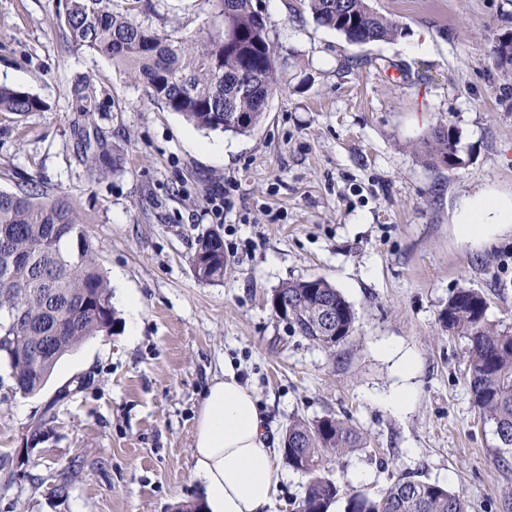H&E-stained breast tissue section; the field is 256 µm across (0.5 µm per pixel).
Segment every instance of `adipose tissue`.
Masks as SVG:
<instances>
[{"label":"adipose tissue","mask_w":512,"mask_h":512,"mask_svg":"<svg viewBox=\"0 0 512 512\" xmlns=\"http://www.w3.org/2000/svg\"><path fill=\"white\" fill-rule=\"evenodd\" d=\"M454 233L476 250L512 234V197L484 190L462 198ZM382 351L394 360L398 384L381 403L393 412H406L413 401L408 382L418 362L390 344ZM273 457L265 418L253 394L234 372L214 377L196 419L192 450L193 473L207 493V512H269L282 481Z\"/></svg>","instance_id":"obj_1"}]
</instances>
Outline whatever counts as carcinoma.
<instances>
[{"label": "carcinoma", "instance_id": "obj_1", "mask_svg": "<svg viewBox=\"0 0 512 512\" xmlns=\"http://www.w3.org/2000/svg\"><path fill=\"white\" fill-rule=\"evenodd\" d=\"M211 19L201 35L153 29L133 16L139 0H66L56 16L70 47L112 60L142 88L146 99L181 114L194 126L248 136L261 123L279 82L276 50L267 22L253 0H206ZM315 21L357 45L385 42L399 35L395 21L376 12L368 0H307ZM43 108L37 97L0 86V112L23 115ZM241 112L233 122L228 113ZM83 160L104 174L100 145L82 132ZM458 152L453 131L434 129L424 142V163L444 167ZM0 357L10 369L15 392L31 395L50 379L57 363L85 340L109 332L116 322L112 288L98 260L99 245L69 199L42 184L28 182L14 192L0 191ZM190 264L196 277L224 279V241L215 231L196 240ZM288 299L291 330L326 348L354 331L355 313L343 294L323 277L284 282L272 291ZM334 303L335 334L321 325L317 303ZM56 311L51 316L49 311ZM486 299L462 289L448 299L440 322L467 340V383L480 416L493 422L500 447H512V331L487 315ZM23 315L17 326L12 315ZM53 345L37 350L40 337ZM360 446L358 431L332 415L289 423L282 455L288 467L307 477L296 512H330L340 488L323 474L325 457ZM347 512H467L456 491L411 475L398 478L372 500L362 493Z\"/></svg>", "mask_w": 512, "mask_h": 512}]
</instances>
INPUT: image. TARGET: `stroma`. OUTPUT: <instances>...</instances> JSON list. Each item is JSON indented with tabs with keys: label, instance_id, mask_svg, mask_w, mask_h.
Returning <instances> with one entry per match:
<instances>
[{
	"label": "stroma",
	"instance_id": "1",
	"mask_svg": "<svg viewBox=\"0 0 512 512\" xmlns=\"http://www.w3.org/2000/svg\"><path fill=\"white\" fill-rule=\"evenodd\" d=\"M143 24L180 35L205 28L207 0H148ZM277 52L280 87L249 136L197 129L144 97L111 61L68 48L55 25L64 0H0V84L40 111L0 112V189L32 180L68 196L89 220L112 287L137 295L111 333L86 340L31 395L0 363V512H177L202 496L192 474L195 417L211 379L230 370L266 417L284 480L271 512H295L306 479L280 452L293 419L332 414L364 445L328 455L340 488L377 496L415 473L462 492L469 512H512V449L481 420L466 383L465 339L439 321L460 289L482 293L512 329V236L471 249L453 233L459 200L512 195V0H371L401 33L350 44L316 23L305 0H255ZM450 126L465 164L434 169L421 147ZM119 151L93 175L82 131ZM219 145L216 153L201 144ZM237 182L234 210L209 198ZM219 232L226 270L194 275L198 236ZM321 276L350 302L352 335L334 349L293 334L268 297ZM413 352V404L378 396L395 381L378 350Z\"/></svg>",
	"mask_w": 512,
	"mask_h": 512
}]
</instances>
